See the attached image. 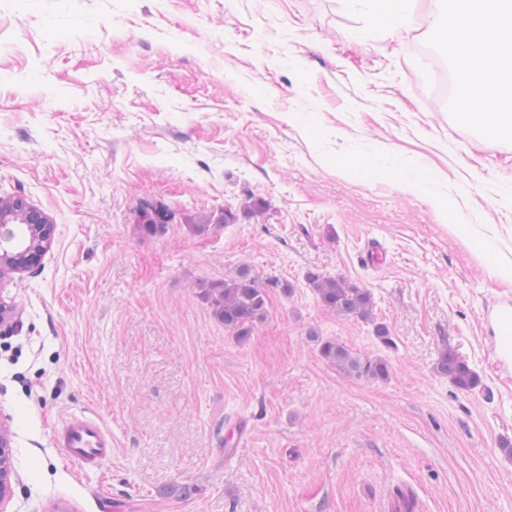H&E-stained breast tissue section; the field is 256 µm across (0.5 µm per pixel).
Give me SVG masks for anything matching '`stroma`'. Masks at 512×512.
Instances as JSON below:
<instances>
[{
  "mask_svg": "<svg viewBox=\"0 0 512 512\" xmlns=\"http://www.w3.org/2000/svg\"><path fill=\"white\" fill-rule=\"evenodd\" d=\"M430 14L382 31L346 0H0V198L55 226L0 280L21 314L0 333L7 512H512V285L490 273L512 255V142L429 90ZM376 154L433 173L429 194L371 174ZM155 202L172 220L147 237ZM243 264L280 284L241 340L196 286ZM310 271L369 289L390 343ZM312 329L388 378L340 373ZM446 348L480 388L435 372ZM79 412L112 434L96 470L53 442Z\"/></svg>",
  "mask_w": 512,
  "mask_h": 512,
  "instance_id": "35a3bbf8",
  "label": "stroma"
}]
</instances>
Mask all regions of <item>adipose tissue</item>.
I'll list each match as a JSON object with an SVG mask.
<instances>
[{
	"label": "adipose tissue",
	"mask_w": 512,
	"mask_h": 512,
	"mask_svg": "<svg viewBox=\"0 0 512 512\" xmlns=\"http://www.w3.org/2000/svg\"><path fill=\"white\" fill-rule=\"evenodd\" d=\"M378 29L411 26L413 0H353ZM433 28L453 45L469 119L512 139V0H435Z\"/></svg>",
	"instance_id": "1"
}]
</instances>
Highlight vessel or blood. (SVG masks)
Returning <instances> with one entry per match:
<instances>
[{
    "label": "vessel or blood",
    "instance_id": "obj_1",
    "mask_svg": "<svg viewBox=\"0 0 512 512\" xmlns=\"http://www.w3.org/2000/svg\"><path fill=\"white\" fill-rule=\"evenodd\" d=\"M54 442L84 470L98 469L112 456V436L95 418L69 415L54 432Z\"/></svg>",
    "mask_w": 512,
    "mask_h": 512
}]
</instances>
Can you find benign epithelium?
Instances as JSON below:
<instances>
[{"label": "benign epithelium", "mask_w": 512, "mask_h": 512, "mask_svg": "<svg viewBox=\"0 0 512 512\" xmlns=\"http://www.w3.org/2000/svg\"><path fill=\"white\" fill-rule=\"evenodd\" d=\"M54 225L42 211L21 199L0 201V276L4 271L25 272L35 267ZM10 430L0 418V512L11 500L13 471L10 465Z\"/></svg>", "instance_id": "benign-epithelium-1"}]
</instances>
